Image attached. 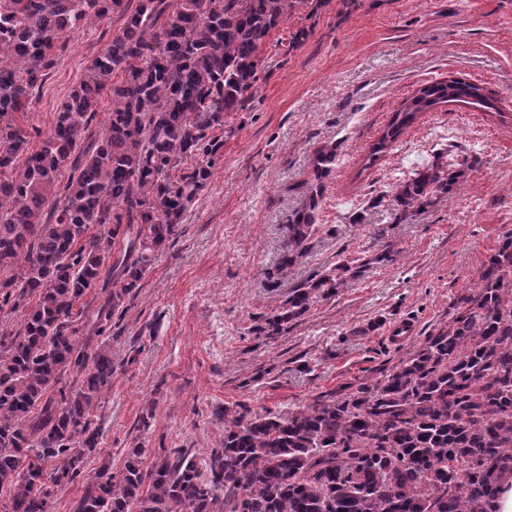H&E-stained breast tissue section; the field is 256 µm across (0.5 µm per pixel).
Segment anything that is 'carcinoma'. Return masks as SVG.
<instances>
[{
    "label": "carcinoma",
    "mask_w": 512,
    "mask_h": 512,
    "mask_svg": "<svg viewBox=\"0 0 512 512\" xmlns=\"http://www.w3.org/2000/svg\"><path fill=\"white\" fill-rule=\"evenodd\" d=\"M326 3L0 0V311L25 307L20 326L0 333L3 512H49L55 488L97 450L90 411L112 358L80 343L83 297L97 286L108 293L96 316L103 334L212 177L229 113L254 102L266 38L296 9L312 16ZM110 14L122 26L30 146L16 113L70 34ZM104 94L111 111L99 137L89 125ZM450 102L492 107L465 80L430 83L394 114L368 166L419 114ZM335 162L336 145L317 150L309 204L288 219L280 268L305 255ZM464 165L433 164L399 183L398 219L449 194ZM356 273L347 262L292 289L268 335ZM448 315L369 384L287 414L224 407L209 476L187 452L145 468L135 447L119 476L98 472L76 512H494L512 478V233ZM70 374L71 390L51 396Z\"/></svg>",
    "instance_id": "1"
}]
</instances>
